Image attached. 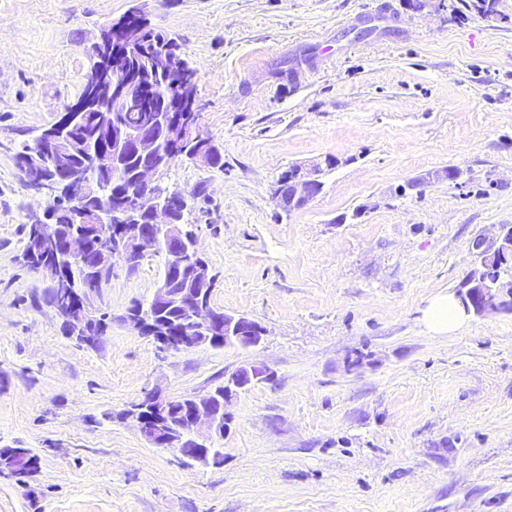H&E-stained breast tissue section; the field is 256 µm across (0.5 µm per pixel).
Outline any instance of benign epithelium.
<instances>
[{"mask_svg": "<svg viewBox=\"0 0 512 512\" xmlns=\"http://www.w3.org/2000/svg\"><path fill=\"white\" fill-rule=\"evenodd\" d=\"M136 26L124 19L110 23L100 34L104 58L93 72L86 96L69 108L71 112H102V102L113 110L127 111L143 101L146 91L161 85L177 90V103L185 105L193 99L189 93L191 83L182 77V70L168 59L165 52L141 49L137 41ZM137 54L144 59L138 68L127 71L123 60ZM149 116L139 124L116 123L112 128L111 146L86 151L84 163L79 167L64 164L68 155L69 125L60 123L43 130L35 147L30 151L29 164L24 176L32 190L48 198H55L68 190L75 198L90 194L102 196L103 188L96 175L100 172L118 174L122 159L132 153L141 157L138 169L139 193L122 210L108 213L105 208L87 210L78 204L71 211V223L96 224L100 230L101 247L95 260L112 262L120 257L134 263L159 253L164 254L169 277L162 280L151 300L139 306V311L127 317L139 334L152 338L169 350H181L202 345L222 343L242 348L255 347L263 341L265 330L243 315H229L212 306L205 294L212 292L214 278L209 264L195 249L191 233L184 226L173 223V204L187 207L185 194L172 191L157 179L158 173L174 161V156L163 151L164 143L171 145L184 138L193 129L186 118L175 115L172 105L146 108ZM323 164L314 162L282 172L273 186V198L284 212L307 207L323 189ZM146 212L150 224L134 223V215ZM57 227L48 212H43L37 232L47 252L36 265V271L46 279L57 293L54 308L71 327L72 333L82 334L94 319L93 311L72 288L67 268L73 262L88 257V243L84 232H72L59 239ZM472 253L477 268L466 279L467 303L477 312L512 310V280L484 283L479 267L512 255V226L503 224L493 236L479 235L472 242ZM196 279L199 288L195 294L178 298L169 287L170 279L182 277L185 264ZM177 299L188 317L189 327L180 336H169L150 324L153 311ZM269 379L262 366L241 368L224 383V391H212L188 399L190 413L180 422L171 417L172 407L179 400L165 397L158 390L146 394L132 405L127 419L138 427L141 434L157 448H171L184 458L207 466L213 462L212 444L216 435L224 436V403L235 390L245 389ZM0 463L24 475L35 465V459L22 448H0Z\"/></svg>", "mask_w": 512, "mask_h": 512, "instance_id": "benign-epithelium-1", "label": "benign epithelium"}]
</instances>
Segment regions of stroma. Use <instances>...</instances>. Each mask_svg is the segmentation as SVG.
<instances>
[{
    "mask_svg": "<svg viewBox=\"0 0 512 512\" xmlns=\"http://www.w3.org/2000/svg\"><path fill=\"white\" fill-rule=\"evenodd\" d=\"M0 0V512H512V311L439 336L423 311L474 269L473 238L512 224V0ZM196 70L223 168L161 174L211 303L260 324L256 347L164 350L124 320L164 256L115 260L79 343L23 257L45 198L14 157L82 91L89 48L130 9ZM332 158L282 212L293 165ZM461 171L446 179L448 168ZM269 381L226 403L221 464L149 444L121 413L152 389L203 395L243 366ZM294 167L279 175L272 192L278 208L288 213L307 207L323 189L321 175L324 167L321 162ZM25 449L31 454L32 459L23 448H0L1 466L7 465L18 473L25 475L27 470L37 462L35 455L28 448Z\"/></svg>",
    "mask_w": 512,
    "mask_h": 512,
    "instance_id": "obj_1",
    "label": "stroma"
}]
</instances>
